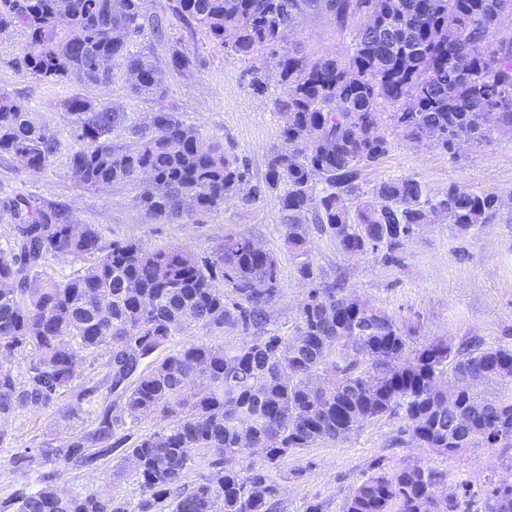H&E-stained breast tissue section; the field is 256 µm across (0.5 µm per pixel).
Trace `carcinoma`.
<instances>
[{
	"label": "carcinoma",
	"mask_w": 512,
	"mask_h": 512,
	"mask_svg": "<svg viewBox=\"0 0 512 512\" xmlns=\"http://www.w3.org/2000/svg\"><path fill=\"white\" fill-rule=\"evenodd\" d=\"M372 13L397 26L378 37ZM337 32L357 23L347 58L315 56L288 31L307 15ZM512 0H170L151 13L146 0H0V34L20 29L17 71L49 83L106 87L127 75L134 98L163 97L154 51L173 22L187 24L242 58L261 57L276 72L274 101L285 117L286 146L267 162L264 188L274 195L288 232L285 246L308 285L291 335L268 328L281 299L277 257L245 235L227 237L209 256L139 240L105 242L96 224L76 225L66 204L17 196L5 204L14 234L0 248V445L6 422L23 411L57 406L74 428L99 393L120 392L117 408L96 411L95 427L15 456L33 464L64 459L90 469L112 455L117 430L151 419L152 432L126 434L119 472L139 484L134 502L108 492L62 495L45 474L0 501V512H280L272 476L290 453L346 437L364 424L396 416L400 433L448 456L464 448H512V350L410 341L387 314L325 278L309 247L307 223L346 256L384 252L391 259L424 224L469 233L501 208L493 192L448 186L432 200L412 177L362 191L363 171L390 150L380 128L389 119L412 139L455 154L465 137L488 142L512 129V35H500ZM180 72L197 58L174 49ZM388 103L395 111L380 112ZM63 108L72 176L91 188H120L158 223L196 221L239 196L246 170L224 144L160 108L136 121L119 106L73 95ZM58 134L14 98L0 94V154L24 170L45 171L61 153ZM83 263L57 279L52 259ZM247 336L213 344L178 338ZM29 358L22 374L15 352ZM107 360V372L83 377L79 365ZM472 378L493 386L481 396L444 388ZM261 449V463L246 462ZM211 470L189 486L196 453ZM342 512H512V483L487 478L448 487L428 462L366 475Z\"/></svg>",
	"instance_id": "1"
}]
</instances>
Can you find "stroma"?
<instances>
[{
    "mask_svg": "<svg viewBox=\"0 0 512 512\" xmlns=\"http://www.w3.org/2000/svg\"><path fill=\"white\" fill-rule=\"evenodd\" d=\"M297 41L312 52L344 57L354 42L350 33H338L325 19L309 15L297 28ZM25 37L15 31L0 37V94L20 101L61 138L69 136L68 116L61 102L81 92L103 103L122 105L136 114L161 106L180 112L208 135L218 138L227 152L246 163L249 185L262 184L271 148L283 143L284 126L274 101L280 92L275 78L263 90H254L252 72L261 59H243L210 42L194 28L180 23L169 29L164 45L156 46L167 61L169 46L194 54L199 66L186 74L166 71L163 99L132 98L123 73H115L106 88L79 89L22 76L12 66ZM391 143L387 156L364 171L363 190L379 182L412 177L438 196L448 185L472 191H492L504 206L494 223L467 234L445 224L423 226L399 250L393 261L381 255L350 258L330 238L310 232L313 260L330 278L371 307L392 317L417 341L444 337L458 346L470 341L512 349V132L495 134L484 146L467 145L457 155L407 138L401 129L383 124ZM25 195L44 202L63 203L78 222L96 224L105 241L133 238L149 247H182L195 255L210 254L225 237L245 235L279 260L282 297L274 306L271 329L288 333L295 310L306 293L284 247L287 226L274 197L261 194L252 202L234 199L198 224H159L136 207L130 193L95 189L74 180L65 155H58L44 173L21 170L16 160L0 156V201ZM398 418H382L328 441L289 455L273 477L280 486L281 512H340L342 501L375 466L401 469L430 462L448 473L449 484L476 483L487 477L512 476V448H468L452 456L400 441ZM12 438L0 446V499L20 485H40V469L14 464L17 453L69 437L56 421L54 409H37L12 418ZM122 458L114 452L92 470L57 460L49 464L55 482L68 491L102 490L129 500L139 493L132 475L117 476Z\"/></svg>",
    "mask_w": 512,
    "mask_h": 512,
    "instance_id": "1",
    "label": "stroma"
}]
</instances>
